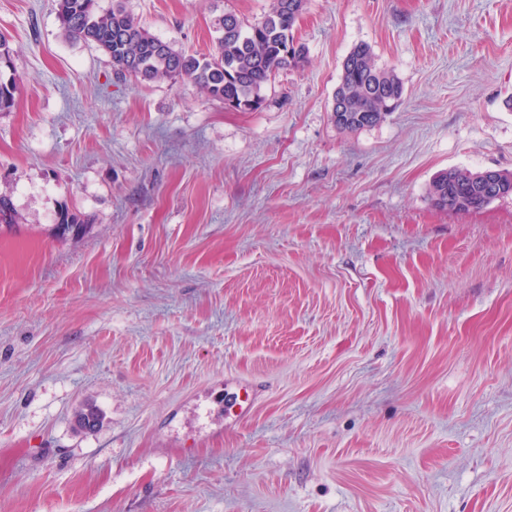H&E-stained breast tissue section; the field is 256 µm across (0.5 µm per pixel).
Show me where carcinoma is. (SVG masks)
<instances>
[{"mask_svg": "<svg viewBox=\"0 0 512 512\" xmlns=\"http://www.w3.org/2000/svg\"><path fill=\"white\" fill-rule=\"evenodd\" d=\"M289 0H272L270 10L258 21L246 23L233 13L215 17V52L188 55L146 30L125 7L112 0L102 9L98 0H56L63 32L91 43L112 62L116 75H135L147 81L187 79L211 97L234 100L237 109L261 107L263 91L275 74L298 65L305 48L294 42V25L304 10L288 8ZM16 82L0 74V112L15 104ZM403 95V85L390 70L377 67L371 48L356 45L343 62L334 95L336 128L353 132L383 123ZM483 172L449 169L439 173L429 188L433 204L458 212L486 205L480 182Z\"/></svg>", "mask_w": 512, "mask_h": 512, "instance_id": "obj_1", "label": "carcinoma"}]
</instances>
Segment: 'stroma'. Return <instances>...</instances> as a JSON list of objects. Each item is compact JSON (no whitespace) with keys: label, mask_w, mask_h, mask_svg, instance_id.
Segmentation results:
<instances>
[{"label":"stroma","mask_w":512,"mask_h":512,"mask_svg":"<svg viewBox=\"0 0 512 512\" xmlns=\"http://www.w3.org/2000/svg\"><path fill=\"white\" fill-rule=\"evenodd\" d=\"M125 4L202 55L271 0ZM293 33L240 111L0 0V512H512V196L428 195L512 172V0H306ZM360 43L405 92L343 132ZM12 67L11 49L5 39L0 35V112L10 111L15 104L16 82L13 77L5 79L2 68ZM490 170V169H487ZM470 171L467 169H449L439 173L429 188V196L433 204L441 209L458 212L477 210L491 201H485L483 193L494 195L497 186L495 171L485 175L486 189L482 192L480 182L485 171Z\"/></svg>","instance_id":"stroma-1"}]
</instances>
